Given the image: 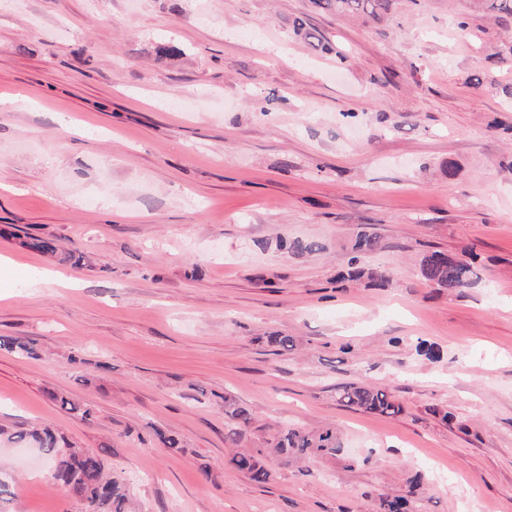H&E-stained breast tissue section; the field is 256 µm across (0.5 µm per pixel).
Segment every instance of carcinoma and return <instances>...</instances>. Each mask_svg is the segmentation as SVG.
<instances>
[{
	"mask_svg": "<svg viewBox=\"0 0 512 512\" xmlns=\"http://www.w3.org/2000/svg\"><path fill=\"white\" fill-rule=\"evenodd\" d=\"M478 2L499 19L512 17V0ZM313 3L322 10L378 19L391 10L393 0H313ZM19 245L62 262L79 265L83 261V257L63 253L52 242L35 235L20 240ZM281 246L295 254L322 249L316 241L301 239L288 243L283 241ZM380 249L382 242L378 235L370 232L359 233L352 246L354 256L349 260L347 271L339 274L338 279L366 281L377 288L385 286L389 281L386 271L360 264L361 257ZM419 270L429 286L446 289L451 293H461L473 288L479 281L473 262L438 250L422 256ZM0 350L19 357L37 355L34 341H24L13 336H0ZM337 395L340 402L349 407L384 416L398 415L403 411L402 405L392 393L377 386L343 385L337 388ZM224 407L231 409L233 419V423L227 428L225 439L238 443L251 426L253 417L247 410L236 406L235 401L228 396L224 397ZM9 439L18 444L31 439L38 445L40 454L49 467L51 479L66 489L76 506L75 512H128L129 498L123 479L106 474L105 460L101 455L77 448L75 443L48 428L29 433L12 432ZM340 448V436L334 427L308 430L299 426H288L265 434L253 452L233 456L231 464L245 472L253 481L264 483L269 479L270 471L263 462V456L269 451L280 456L282 463L287 465L293 461L307 462L320 455H334ZM419 487V478H411L407 494L383 499L381 508L385 512H414V497Z\"/></svg>",
	"mask_w": 512,
	"mask_h": 512,
	"instance_id": "1",
	"label": "carcinoma"
}]
</instances>
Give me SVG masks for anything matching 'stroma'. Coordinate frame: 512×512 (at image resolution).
<instances>
[{
  "label": "stroma",
  "instance_id": "stroma-1",
  "mask_svg": "<svg viewBox=\"0 0 512 512\" xmlns=\"http://www.w3.org/2000/svg\"><path fill=\"white\" fill-rule=\"evenodd\" d=\"M511 46L512 22L469 0H399L381 22L311 0H0V335L39 351L0 352V427L105 451L134 512H380L416 475L419 512H512ZM362 230L385 287L336 279ZM466 249L477 287L422 280L425 252ZM54 267L71 287L33 291ZM364 383L403 413L338 401ZM228 397L254 418L237 445ZM288 425L338 427L342 448L266 456L265 483L230 465ZM44 471L35 443L0 436L15 512H71ZM19 245L26 250L37 252L43 256L58 259L62 262H73L75 265H80L83 261V256H76L73 253H63L49 240L35 235L26 236L25 239L20 238ZM0 350L19 357L37 355L36 343L34 341H24L13 336H0Z\"/></svg>",
  "mask_w": 512,
  "mask_h": 512
}]
</instances>
